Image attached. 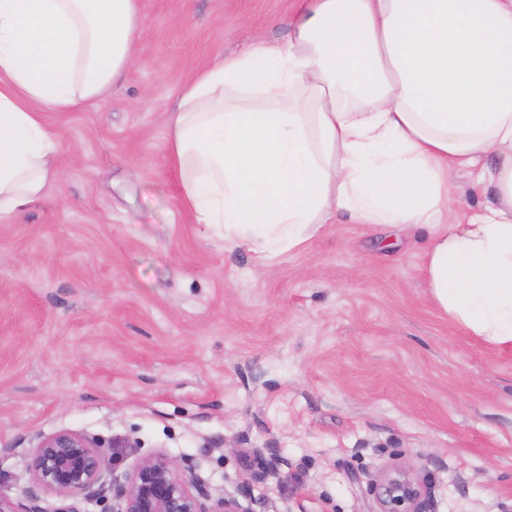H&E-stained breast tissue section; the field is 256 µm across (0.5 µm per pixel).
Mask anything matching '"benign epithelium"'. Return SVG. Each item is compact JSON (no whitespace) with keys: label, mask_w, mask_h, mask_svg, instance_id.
I'll return each instance as SVG.
<instances>
[{"label":"benign epithelium","mask_w":512,"mask_h":512,"mask_svg":"<svg viewBox=\"0 0 512 512\" xmlns=\"http://www.w3.org/2000/svg\"><path fill=\"white\" fill-rule=\"evenodd\" d=\"M102 444L73 431L42 438L33 449L27 470L31 485L25 501L0 495V512H43V496L64 501L57 512H81L76 501L95 500L109 512H244L231 494L214 497L209 483L195 468L182 466L165 453L140 460L130 471H119L122 459L107 466ZM260 482L279 471L283 459L273 448L257 451ZM371 490L376 512H429L423 484L409 470L395 467L379 474Z\"/></svg>","instance_id":"obj_1"}]
</instances>
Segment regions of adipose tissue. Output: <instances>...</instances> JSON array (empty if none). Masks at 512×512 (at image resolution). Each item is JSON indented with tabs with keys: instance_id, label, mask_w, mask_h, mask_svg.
I'll return each instance as SVG.
<instances>
[{
	"instance_id": "adipose-tissue-1",
	"label": "adipose tissue",
	"mask_w": 512,
	"mask_h": 512,
	"mask_svg": "<svg viewBox=\"0 0 512 512\" xmlns=\"http://www.w3.org/2000/svg\"><path fill=\"white\" fill-rule=\"evenodd\" d=\"M145 36L140 0H0V217L62 177L46 110L104 98ZM184 205L261 265L323 225L430 228L424 273L469 336L512 345V0H300L185 85L170 122ZM475 173L493 203L454 191Z\"/></svg>"
}]
</instances>
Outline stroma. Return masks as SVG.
Returning <instances> with one entry per match:
<instances>
[{"instance_id": "stroma-1", "label": "stroma", "mask_w": 512, "mask_h": 512, "mask_svg": "<svg viewBox=\"0 0 512 512\" xmlns=\"http://www.w3.org/2000/svg\"><path fill=\"white\" fill-rule=\"evenodd\" d=\"M297 0H141V61L106 100L47 112L63 177L0 219V494L39 439L132 438L235 492L256 449L286 464L250 512H375L410 469L432 512H512V345L431 301L427 229L327 224L262 269L194 223L169 153L178 91Z\"/></svg>"}]
</instances>
